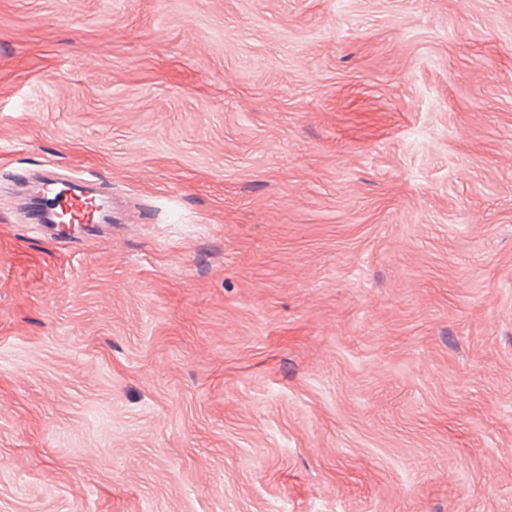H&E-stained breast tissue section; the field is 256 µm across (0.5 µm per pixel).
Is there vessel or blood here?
Here are the masks:
<instances>
[{
    "label": "vessel or blood",
    "instance_id": "b4317fda",
    "mask_svg": "<svg viewBox=\"0 0 512 512\" xmlns=\"http://www.w3.org/2000/svg\"><path fill=\"white\" fill-rule=\"evenodd\" d=\"M33 208L53 230L88 225L102 231L112 224V200L86 191L79 176L43 175L35 185Z\"/></svg>",
    "mask_w": 512,
    "mask_h": 512
}]
</instances>
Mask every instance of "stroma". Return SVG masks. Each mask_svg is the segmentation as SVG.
<instances>
[{
  "label": "stroma",
  "instance_id": "1",
  "mask_svg": "<svg viewBox=\"0 0 512 512\" xmlns=\"http://www.w3.org/2000/svg\"><path fill=\"white\" fill-rule=\"evenodd\" d=\"M0 512H512V0H0ZM33 190L31 206L43 224L57 232L65 226L77 231L73 226L81 225H91L92 232H99L112 225V199L86 191L79 176L45 174Z\"/></svg>",
  "mask_w": 512,
  "mask_h": 512
}]
</instances>
